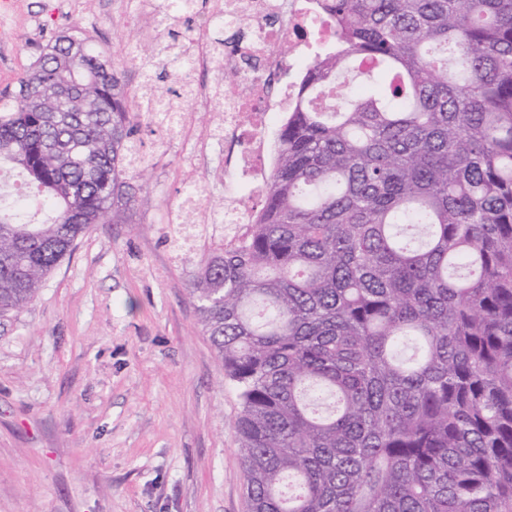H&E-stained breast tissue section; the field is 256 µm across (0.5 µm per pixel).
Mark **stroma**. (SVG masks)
<instances>
[{
    "instance_id": "1",
    "label": "stroma",
    "mask_w": 512,
    "mask_h": 512,
    "mask_svg": "<svg viewBox=\"0 0 512 512\" xmlns=\"http://www.w3.org/2000/svg\"><path fill=\"white\" fill-rule=\"evenodd\" d=\"M0 7V93L56 36L82 31L142 90L132 58L171 31L220 38L213 0L171 28L161 0H9ZM159 89L187 80L196 97L178 139L139 117L135 140L149 174L126 224H96L23 310L0 317V512H248L239 404L190 298L198 257L175 239L189 183L201 211L224 200L217 64H169Z\"/></svg>"
}]
</instances>
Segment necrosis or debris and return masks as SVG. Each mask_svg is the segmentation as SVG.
<instances>
[{
	"label": "necrosis or debris",
	"mask_w": 512,
	"mask_h": 512,
	"mask_svg": "<svg viewBox=\"0 0 512 512\" xmlns=\"http://www.w3.org/2000/svg\"><path fill=\"white\" fill-rule=\"evenodd\" d=\"M322 0H221L214 14L226 32L224 68L240 78L224 94L217 121L236 153L224 160V221L246 223L250 206L264 197L276 139L292 106L315 43L331 41L335 28ZM288 73L287 88L275 75Z\"/></svg>",
	"instance_id": "necrosis-or-debris-1"
}]
</instances>
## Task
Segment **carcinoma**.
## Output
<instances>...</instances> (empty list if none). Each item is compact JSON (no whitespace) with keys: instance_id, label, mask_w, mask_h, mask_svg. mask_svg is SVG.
<instances>
[{"instance_id":"1","label":"carcinoma","mask_w":512,"mask_h":512,"mask_svg":"<svg viewBox=\"0 0 512 512\" xmlns=\"http://www.w3.org/2000/svg\"><path fill=\"white\" fill-rule=\"evenodd\" d=\"M324 9L336 46L262 207L190 292L238 392L248 512H512V0ZM167 65L149 50L144 81ZM136 116L70 33L0 102V172L32 189L0 210V316L92 225L129 223Z\"/></svg>"}]
</instances>
